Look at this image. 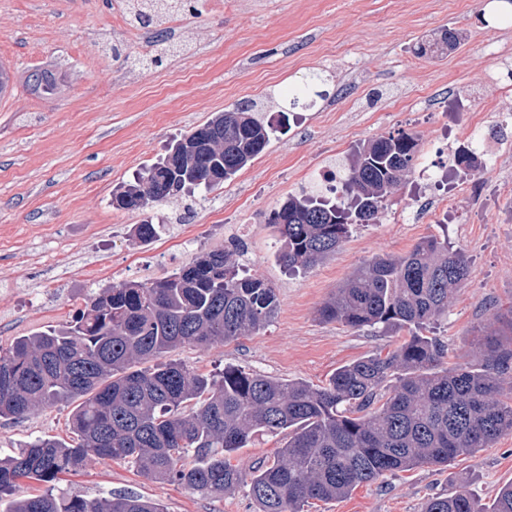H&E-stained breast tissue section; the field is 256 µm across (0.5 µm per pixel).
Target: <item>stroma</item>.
<instances>
[{"label": "stroma", "mask_w": 512, "mask_h": 512, "mask_svg": "<svg viewBox=\"0 0 512 512\" xmlns=\"http://www.w3.org/2000/svg\"><path fill=\"white\" fill-rule=\"evenodd\" d=\"M487 3L224 0L223 8L164 22L181 51L140 66L154 34L120 25L119 0H0V66L11 77L0 94V346L71 321L99 288L156 281L197 255L233 247L275 288L273 322L224 345L179 348L173 359L203 374L234 366L317 387L337 367L408 336L324 321L320 305L364 262L434 236L462 254L469 276L432 334L449 362L476 363L482 331L512 309V14L489 19ZM448 28L463 34L457 48L417 55ZM35 71L49 72L54 94L28 83ZM314 71L327 98L296 108L289 126L223 187L145 212L113 206V188L171 140L245 101L277 115ZM476 111L505 127L504 161L471 171L448 212L418 196L428 183L418 166L378 222L354 225L322 263L291 275L277 262L267 219L289 195L318 184L357 146L397 131L417 136L418 157L433 155L444 130L467 125ZM404 209L414 223H394ZM147 216L165 226L144 243L132 229ZM71 410L58 404L0 419V455L38 437L69 440ZM511 483L512 433L447 468L399 472L308 512H421L428 498L460 485L488 503ZM56 487L88 498L132 492L166 512H258L248 486L210 496L108 459Z\"/></svg>", "instance_id": "obj_1"}]
</instances>
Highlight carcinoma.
<instances>
[{
    "mask_svg": "<svg viewBox=\"0 0 512 512\" xmlns=\"http://www.w3.org/2000/svg\"><path fill=\"white\" fill-rule=\"evenodd\" d=\"M131 9L148 26L170 12L203 9V0H145ZM322 76L292 92L311 107ZM249 102L194 127L155 163L114 193L118 207L144 211L184 193L206 196L250 165L276 129ZM417 139L400 131L370 141L338 168L335 200L321 191L290 195L270 213L290 272L309 270L348 236L370 224L412 172ZM152 218L136 225L157 237ZM468 266L448 240L421 239L404 254L362 264L319 308L348 327L407 329L395 349L359 358L313 387L228 366L196 373L167 359L185 346H209L268 326L278 297L263 278L238 266L233 252L213 250L163 279L123 281L90 293L71 321L0 347V418L20 420L39 406L74 405L73 438H38L0 458V501L7 512H165L133 494L84 498L52 484L92 458L120 460L143 477L221 496L247 484L259 512H304L311 500L344 499L362 484L420 466L450 465L512 433V401L502 399L512 373V309L496 316L481 361L445 365L447 348L421 331L448 313ZM257 432L288 436L270 465L244 473L234 454ZM51 487L15 497L19 481ZM421 512H512V484L480 506L465 486L429 498Z\"/></svg>",
    "mask_w": 512,
    "mask_h": 512,
    "instance_id": "1",
    "label": "carcinoma"
}]
</instances>
